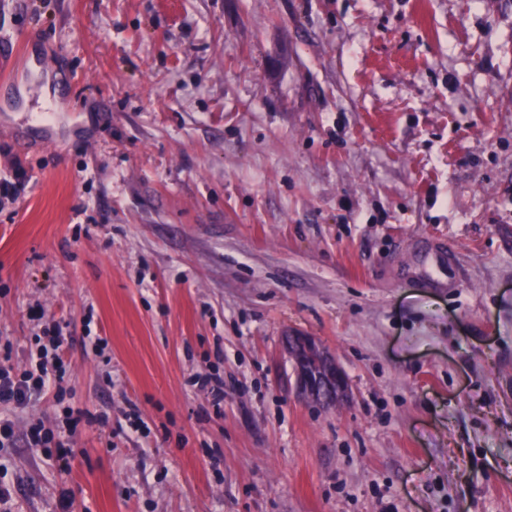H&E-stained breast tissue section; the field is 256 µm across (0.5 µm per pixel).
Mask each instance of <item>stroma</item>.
<instances>
[{
  "label": "stroma",
  "instance_id": "obj_1",
  "mask_svg": "<svg viewBox=\"0 0 512 512\" xmlns=\"http://www.w3.org/2000/svg\"><path fill=\"white\" fill-rule=\"evenodd\" d=\"M16 33L55 75L0 112V361L72 345L0 414L110 422L66 473L0 448L11 512H512V0H0ZM299 365V376L302 385L305 389L312 393H330L343 394L346 389L345 378L343 373L336 367L335 364H326L320 366L319 370L315 366H319L316 362L315 365H306V360L301 357L297 359Z\"/></svg>",
  "mask_w": 512,
  "mask_h": 512
}]
</instances>
